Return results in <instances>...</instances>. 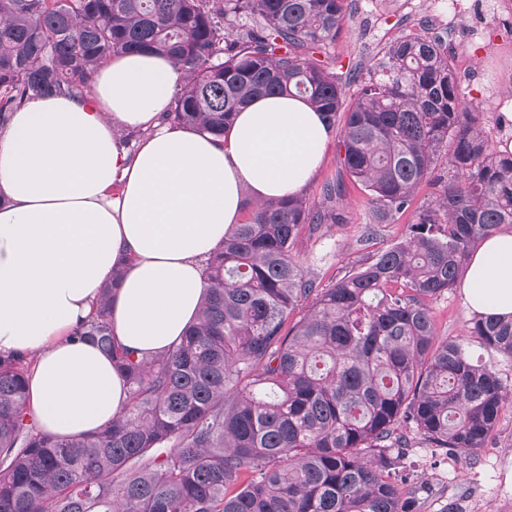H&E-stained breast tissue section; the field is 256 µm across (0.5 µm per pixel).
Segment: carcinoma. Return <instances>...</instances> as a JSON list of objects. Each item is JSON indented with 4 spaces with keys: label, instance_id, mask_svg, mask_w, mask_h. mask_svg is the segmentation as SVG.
<instances>
[{
    "label": "carcinoma",
    "instance_id": "carcinoma-1",
    "mask_svg": "<svg viewBox=\"0 0 512 512\" xmlns=\"http://www.w3.org/2000/svg\"><path fill=\"white\" fill-rule=\"evenodd\" d=\"M343 22L344 0H0V128L37 97L88 90L113 54L149 51L181 74L162 120L222 136L251 99L295 91L343 122L342 171L377 217L415 215L403 242L322 288L293 249L335 208L248 203L204 262L197 321L151 360L114 341L113 273L72 339L112 358L127 403L97 431L51 437L32 363L0 355V512H413L392 480L408 448L486 446L512 388L464 341H436L429 302L512 225V153L489 149L439 37L393 41L347 98L316 58ZM428 182L439 199L413 207ZM469 330L512 361V317Z\"/></svg>",
    "mask_w": 512,
    "mask_h": 512
}]
</instances>
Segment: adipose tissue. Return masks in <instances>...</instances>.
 Listing matches in <instances>:
<instances>
[{
  "label": "adipose tissue",
  "mask_w": 512,
  "mask_h": 512,
  "mask_svg": "<svg viewBox=\"0 0 512 512\" xmlns=\"http://www.w3.org/2000/svg\"><path fill=\"white\" fill-rule=\"evenodd\" d=\"M179 82L167 57L119 53L89 92L34 99L0 129V354L33 355L31 409L50 436L96 431L127 402L111 359L71 338L113 270L114 338L144 359L167 351L247 200L299 193L330 142L297 95L253 99L220 140L162 121ZM463 293L471 313L512 315V230L470 255Z\"/></svg>",
  "instance_id": "1"
}]
</instances>
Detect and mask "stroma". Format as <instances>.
I'll list each match as a JSON object with an SVG mask.
<instances>
[{
	"instance_id": "35a3bbf8",
	"label": "stroma",
	"mask_w": 512,
	"mask_h": 512,
	"mask_svg": "<svg viewBox=\"0 0 512 512\" xmlns=\"http://www.w3.org/2000/svg\"><path fill=\"white\" fill-rule=\"evenodd\" d=\"M429 0H347L344 25L336 42L321 55L339 79L355 73L364 77L383 48L408 35H433L425 15ZM474 0H463L450 54L455 73L468 100L483 114L488 144L503 149L512 143V121H503L491 98L492 90L512 92V26L482 23L471 11ZM482 31H475V23ZM338 221L317 233L301 232L294 248L317 274L322 287H330L356 272L381 250L402 241L413 222L412 212L379 221L368 194L346 185L337 199ZM437 340L464 339L473 355L496 366L512 379V363L484 349L468 335L470 313L461 288H453L431 303ZM403 490L412 491L416 512H512V403L504 404L499 423L486 448L475 458L444 455L417 445L402 462Z\"/></svg>"
}]
</instances>
